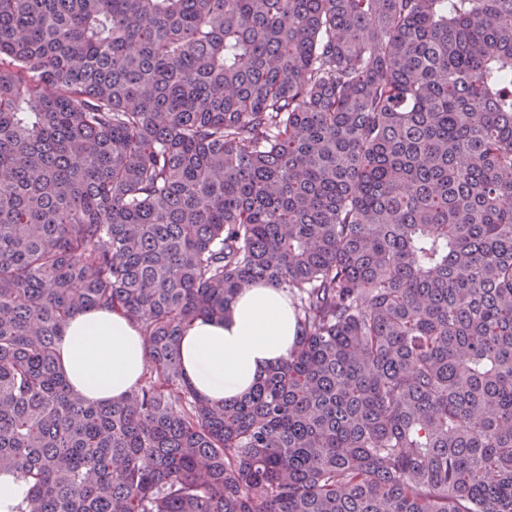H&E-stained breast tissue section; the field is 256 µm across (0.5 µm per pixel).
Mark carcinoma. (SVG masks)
Instances as JSON below:
<instances>
[{"instance_id": "1", "label": "carcinoma", "mask_w": 512, "mask_h": 512, "mask_svg": "<svg viewBox=\"0 0 512 512\" xmlns=\"http://www.w3.org/2000/svg\"><path fill=\"white\" fill-rule=\"evenodd\" d=\"M296 341L230 403L183 330ZM147 361L97 404L64 324ZM22 512H512V0H0V471ZM293 309L270 284L244 289L224 320L199 318L181 338L183 372L197 392L230 402L288 356L296 339ZM60 367L73 388L94 402L118 401L139 382L146 364L140 329L123 311L74 315L58 345ZM29 492V485L15 473H0V512H20Z\"/></svg>"}]
</instances>
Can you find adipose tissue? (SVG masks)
<instances>
[{"label": "adipose tissue", "instance_id": "obj_1", "mask_svg": "<svg viewBox=\"0 0 512 512\" xmlns=\"http://www.w3.org/2000/svg\"><path fill=\"white\" fill-rule=\"evenodd\" d=\"M296 321L283 292L269 284L244 289L224 319L199 318L180 344L183 372L197 392L230 402L286 358ZM60 367L88 400L107 403L135 389L146 364L140 329L123 311L86 310L63 327Z\"/></svg>", "mask_w": 512, "mask_h": 512}]
</instances>
